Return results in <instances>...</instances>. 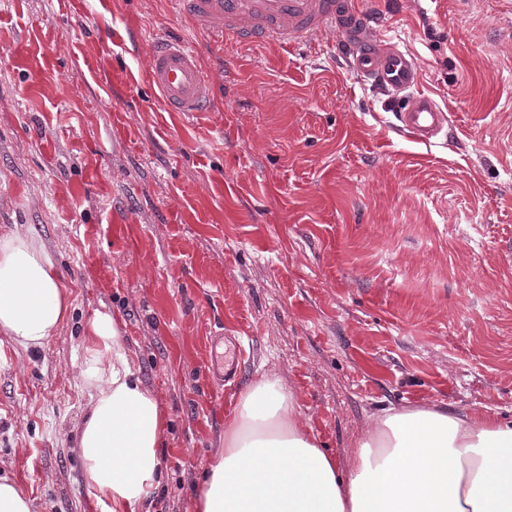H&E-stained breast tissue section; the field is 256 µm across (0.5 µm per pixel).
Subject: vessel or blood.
Returning <instances> with one entry per match:
<instances>
[{
	"mask_svg": "<svg viewBox=\"0 0 512 512\" xmlns=\"http://www.w3.org/2000/svg\"><path fill=\"white\" fill-rule=\"evenodd\" d=\"M173 13L183 16L197 31L229 44L260 43L285 48L310 33L337 29L335 46L350 70L361 81L392 95L412 92L398 113L403 131L412 141L432 143L449 125L446 109L436 99L418 92L421 69L413 55L399 49L387 34L363 40L362 30L375 19L358 0H169ZM149 58L146 76L161 96L166 112H208L216 86L202 67L196 47L182 39H153L145 43ZM86 69L109 96H117L137 83L135 74L114 67L107 56L84 57ZM239 349L212 352L211 367L217 380L232 382L240 364Z\"/></svg>",
	"mask_w": 512,
	"mask_h": 512,
	"instance_id": "b4317fda",
	"label": "vessel or blood"
}]
</instances>
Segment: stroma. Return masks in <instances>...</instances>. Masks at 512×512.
Wrapping results in <instances>:
<instances>
[{
    "label": "stroma",
    "instance_id": "1",
    "mask_svg": "<svg viewBox=\"0 0 512 512\" xmlns=\"http://www.w3.org/2000/svg\"><path fill=\"white\" fill-rule=\"evenodd\" d=\"M0 0V233L33 234L71 303L43 346L0 334V477L31 512H110L78 435L95 396L85 327L111 316L166 419L162 481L138 512H195L241 391L272 373L345 465L390 410L437 404L512 420V0H361L421 68L448 137L405 138L387 94L335 63L338 32L290 49L213 45L168 0ZM191 41L223 69L212 112L114 111L86 52L113 15ZM34 45L33 70L8 47ZM242 340L218 394L214 338Z\"/></svg>",
    "mask_w": 512,
    "mask_h": 512
}]
</instances>
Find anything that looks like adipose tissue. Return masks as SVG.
Here are the masks:
<instances>
[{
  "mask_svg": "<svg viewBox=\"0 0 512 512\" xmlns=\"http://www.w3.org/2000/svg\"><path fill=\"white\" fill-rule=\"evenodd\" d=\"M69 308L38 239L1 234L0 333L43 346ZM86 334L80 375L96 390L79 438L86 483L112 512H135L159 484L165 418L136 378L113 318L96 316ZM197 512H512V421L434 405L389 413L342 468L299 420L294 391L268 374L225 421Z\"/></svg>",
  "mask_w": 512,
  "mask_h": 512,
  "instance_id": "ef3b65f1",
  "label": "adipose tissue"
}]
</instances>
